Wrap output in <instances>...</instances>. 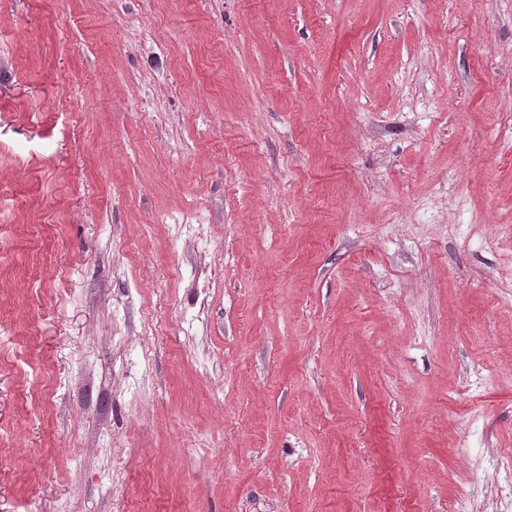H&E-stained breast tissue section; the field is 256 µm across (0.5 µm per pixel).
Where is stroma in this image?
I'll return each mask as SVG.
<instances>
[{"label": "stroma", "mask_w": 512, "mask_h": 512, "mask_svg": "<svg viewBox=\"0 0 512 512\" xmlns=\"http://www.w3.org/2000/svg\"><path fill=\"white\" fill-rule=\"evenodd\" d=\"M512 0H0V512H498Z\"/></svg>", "instance_id": "35a3bbf8"}]
</instances>
